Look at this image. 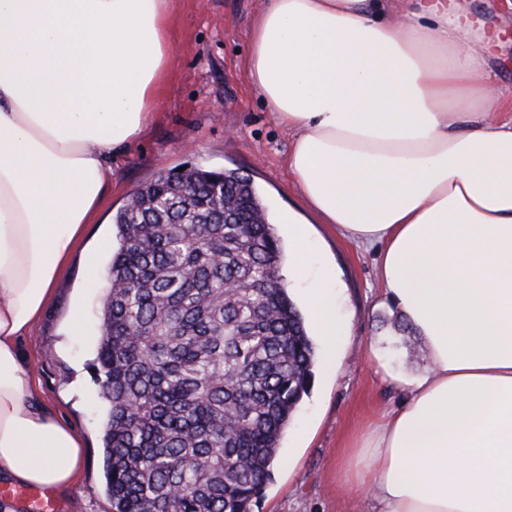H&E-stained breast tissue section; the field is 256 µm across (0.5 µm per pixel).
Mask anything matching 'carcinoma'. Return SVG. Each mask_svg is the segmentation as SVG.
I'll use <instances>...</instances> for the list:
<instances>
[{
    "instance_id": "cac0c4a2",
    "label": "carcinoma",
    "mask_w": 512,
    "mask_h": 512,
    "mask_svg": "<svg viewBox=\"0 0 512 512\" xmlns=\"http://www.w3.org/2000/svg\"><path fill=\"white\" fill-rule=\"evenodd\" d=\"M112 223L96 370L113 512H251L316 362L269 210L234 170L162 169Z\"/></svg>"
}]
</instances>
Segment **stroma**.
<instances>
[{"label": "stroma", "mask_w": 512, "mask_h": 512, "mask_svg": "<svg viewBox=\"0 0 512 512\" xmlns=\"http://www.w3.org/2000/svg\"><path fill=\"white\" fill-rule=\"evenodd\" d=\"M470 17L495 31L489 57L497 82L512 90V0H462ZM263 0H176L169 81L144 134L112 163V178L84 244L70 257L24 350L45 405L85 444L74 485L57 492L61 512H112L105 492L101 441L105 405L93 367L99 337L103 271L117 247L113 214L157 171L186 166L236 169L251 177L278 220L295 212L311 226L315 266L330 267L338 310L348 323L335 376L316 372L280 441L275 465L254 512H369L370 503L338 484L343 450L405 397L399 378L426 371L425 348L414 333L395 329V307L384 301L377 247L346 240L335 225L315 220L286 168L290 137L273 120L246 68L249 30ZM77 336H70L71 322Z\"/></svg>", "instance_id": "35a3bbf8"}]
</instances>
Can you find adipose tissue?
I'll use <instances>...</instances> for the list:
<instances>
[{"instance_id": "obj_1", "label": "adipose tissue", "mask_w": 512, "mask_h": 512, "mask_svg": "<svg viewBox=\"0 0 512 512\" xmlns=\"http://www.w3.org/2000/svg\"><path fill=\"white\" fill-rule=\"evenodd\" d=\"M175 0H0V479L70 487L83 442L21 353L112 176L145 131ZM251 85L291 135L319 221L379 245L384 296L429 355L341 473L371 512H512V93L448 0H266ZM286 280L315 336L345 322L308 228Z\"/></svg>"}]
</instances>
